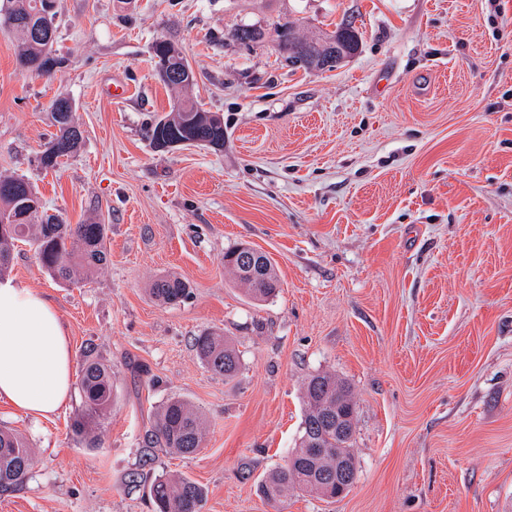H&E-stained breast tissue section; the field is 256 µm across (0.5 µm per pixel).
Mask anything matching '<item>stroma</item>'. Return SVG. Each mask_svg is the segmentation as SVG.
I'll use <instances>...</instances> for the list:
<instances>
[{
    "label": "stroma",
    "instance_id": "35a3bbf8",
    "mask_svg": "<svg viewBox=\"0 0 512 512\" xmlns=\"http://www.w3.org/2000/svg\"><path fill=\"white\" fill-rule=\"evenodd\" d=\"M56 14L48 75L23 73L0 30V175L28 178L66 223L107 225V262L60 282L21 243L8 278L52 301L73 357L94 346L116 398L97 448L71 429L80 397L40 421L0 403L33 458L0 512H153L162 474L197 482L203 512H275L258 486L324 372L356 401L358 477L336 501L290 493L284 512H512V0H56ZM286 21L316 37L352 24L360 48L330 71L293 67ZM241 25L261 41L228 40ZM159 38L223 116V149H154L150 125L178 99L156 77ZM62 96L84 144L46 172ZM240 244L273 259L275 297L253 302L225 272ZM166 274L186 300L150 297ZM208 331L240 351L231 381L197 358ZM171 397L206 423L196 456L150 440Z\"/></svg>",
    "mask_w": 512,
    "mask_h": 512
}]
</instances>
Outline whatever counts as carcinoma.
Returning <instances> with one entry per match:
<instances>
[{
  "instance_id": "carcinoma-1",
  "label": "carcinoma",
  "mask_w": 512,
  "mask_h": 512,
  "mask_svg": "<svg viewBox=\"0 0 512 512\" xmlns=\"http://www.w3.org/2000/svg\"><path fill=\"white\" fill-rule=\"evenodd\" d=\"M38 0H0V27L16 34L15 55L21 69L28 73L48 75L45 57L54 53L55 38L45 42L29 39L26 26L36 11ZM282 30L291 38L279 42V53L288 61L292 46L310 48V57H320L319 43L298 34V26L285 23ZM343 38V53L354 54L359 48L360 37L348 24L336 29ZM56 133L49 144L53 154L45 169H56L61 159L75 155L83 140L73 137L76 127L71 112H51ZM215 128L224 129L223 116L208 112L189 97L181 99L172 112L157 119L150 127V139L155 143L175 133L183 135L187 146H198L200 140ZM26 218L9 224L0 233V278L10 269L12 253L18 242L30 243L46 272L62 281H87L106 263V226L67 224L56 215L42 210L41 199L33 186L22 177L0 175V218L8 220L19 215ZM239 248L224 254V266L235 281L246 287L250 299L264 302L279 292L280 280L269 257L254 252L256 274L244 276L233 256ZM151 298L161 304H177L189 295V285L174 275L156 279L149 288ZM194 347L199 360L214 374L233 379L239 370L240 357L234 344L214 332L202 333L195 338ZM80 396L82 412L72 422V431L83 438L87 446H99L94 433L101 419L112 408L114 385L112 367L90 350L83 355L80 370ZM305 406L301 432L296 448L285 465L269 471L259 485L260 494L274 507H279L290 491L314 492L313 482L322 472L336 468V456L326 460L311 452L313 448H334L346 461L352 475H357L352 437L356 421L355 402L350 388L336 375L318 373L304 384ZM206 435L205 423L199 411L189 402L172 398L157 411L151 433L153 442L171 453L182 456L197 454ZM32 465L31 451L26 441L17 433L0 428V492H7L21 484ZM150 497L156 512H202L205 493L202 487L183 475H161L150 485Z\"/></svg>"
}]
</instances>
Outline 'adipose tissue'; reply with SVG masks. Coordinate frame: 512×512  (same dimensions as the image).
I'll use <instances>...</instances> for the list:
<instances>
[{"label":"adipose tissue","instance_id":"obj_1","mask_svg":"<svg viewBox=\"0 0 512 512\" xmlns=\"http://www.w3.org/2000/svg\"><path fill=\"white\" fill-rule=\"evenodd\" d=\"M70 338L54 304L12 281L0 283V400L34 418L71 399Z\"/></svg>","mask_w":512,"mask_h":512}]
</instances>
